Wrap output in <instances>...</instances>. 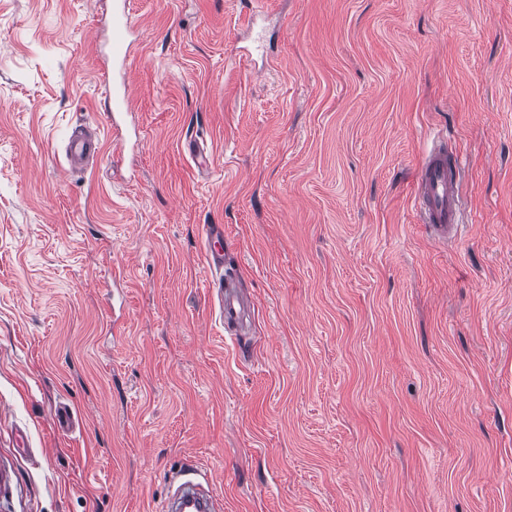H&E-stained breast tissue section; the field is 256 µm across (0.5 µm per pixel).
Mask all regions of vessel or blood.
Masks as SVG:
<instances>
[{
    "label": "vessel or blood",
    "mask_w": 512,
    "mask_h": 512,
    "mask_svg": "<svg viewBox=\"0 0 512 512\" xmlns=\"http://www.w3.org/2000/svg\"><path fill=\"white\" fill-rule=\"evenodd\" d=\"M128 0H116L112 13V57L124 61L129 56L128 39L131 27ZM130 108L127 86L112 88L108 92L110 120H117ZM100 152L99 144L83 128H75L66 147L70 171L85 170L90 160ZM462 167L449 164L448 152L441 147H431L425 163L417 174L414 207L422 221L428 224L440 240L457 236L460 228L461 197L459 178ZM205 262L211 276L208 291L218 309V318L225 332H232L234 325L243 321L251 304L240 295L237 270L224 268V231L208 228L204 240ZM166 505L167 512H223L219 494L204 490L202 483L184 480L171 491Z\"/></svg>",
    "instance_id": "1"
}]
</instances>
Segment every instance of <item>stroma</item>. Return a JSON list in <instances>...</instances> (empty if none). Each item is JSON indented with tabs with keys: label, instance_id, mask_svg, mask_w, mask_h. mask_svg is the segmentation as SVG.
Listing matches in <instances>:
<instances>
[{
	"label": "stroma",
	"instance_id": "35a3bbf8",
	"mask_svg": "<svg viewBox=\"0 0 512 512\" xmlns=\"http://www.w3.org/2000/svg\"><path fill=\"white\" fill-rule=\"evenodd\" d=\"M112 4L0 0V512H161L190 466L224 512H512V0H131L115 126ZM105 86L108 87V117L112 124H117V119L125 114L130 108V93L127 85L122 84L119 87L113 85L110 88L109 73L102 75ZM99 153V140L93 141L85 129L76 127L66 147V158L70 171L85 170L90 160L96 159ZM461 170L458 153L454 165H450L448 151L432 146L417 174L414 207L422 223L428 224L439 240L447 241L459 232ZM204 256L211 277L207 288L218 309V319L224 325L227 337L237 336L233 326L243 321L251 310V304L239 294L237 270L224 273V231L208 227L204 240ZM231 332V333H230Z\"/></svg>",
	"mask_w": 512,
	"mask_h": 512
}]
</instances>
